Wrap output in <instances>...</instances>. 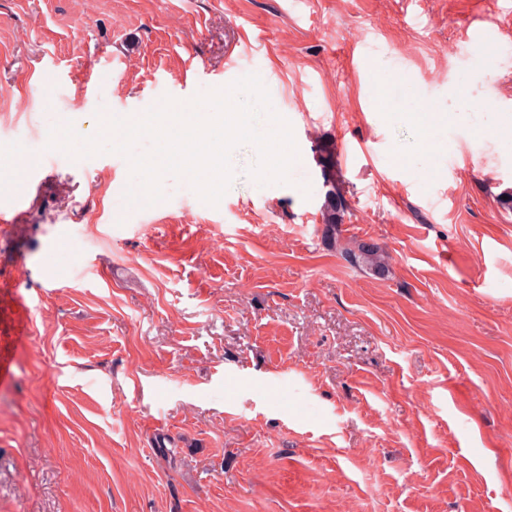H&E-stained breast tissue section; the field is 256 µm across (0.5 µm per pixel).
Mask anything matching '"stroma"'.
I'll return each instance as SVG.
<instances>
[{
  "instance_id": "35a3bbf8",
  "label": "stroma",
  "mask_w": 512,
  "mask_h": 512,
  "mask_svg": "<svg viewBox=\"0 0 512 512\" xmlns=\"http://www.w3.org/2000/svg\"><path fill=\"white\" fill-rule=\"evenodd\" d=\"M511 15L0 0V161H29L0 179L24 201L0 229V512H512V35L481 71L462 37ZM248 74L292 126L287 183L245 144L218 206L171 175L130 206L123 156L47 147ZM362 242L385 275L344 260ZM347 208L345 198L332 185L331 189L326 192L325 201L322 205V223L325 226L324 237L328 241H335L337 226L343 223Z\"/></svg>"
}]
</instances>
